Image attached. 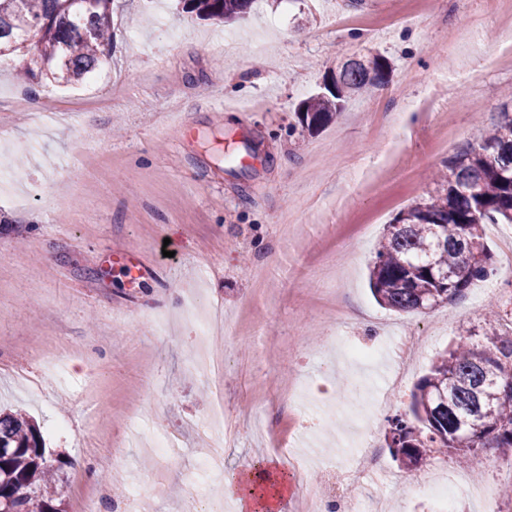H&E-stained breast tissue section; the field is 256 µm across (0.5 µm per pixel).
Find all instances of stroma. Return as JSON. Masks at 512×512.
<instances>
[{
  "instance_id": "obj_1",
  "label": "stroma",
  "mask_w": 512,
  "mask_h": 512,
  "mask_svg": "<svg viewBox=\"0 0 512 512\" xmlns=\"http://www.w3.org/2000/svg\"><path fill=\"white\" fill-rule=\"evenodd\" d=\"M511 5L254 0L244 18L222 23L177 0H119L109 54L81 83L23 82L16 56L0 58V165L13 180L0 198V407L25 410L62 461L65 512L132 469L139 512H179L204 451L198 423L218 403L252 420L225 474L268 459L289 472L293 454L312 459L280 512L302 483L353 463L356 421L374 431L391 475L373 488L389 512H441L423 489L430 475L454 487L453 512H485L472 490H494L506 460L484 448L466 465L443 453L401 467L370 400L392 358L365 371L345 362L340 344L371 351L415 337L420 358L390 404L405 412L435 353L459 327L481 325L488 304L470 290L425 314L380 307L367 267L384 224L427 196L433 172L480 137L481 122L512 106V66L502 61ZM158 12L178 41L155 27ZM228 32L238 36L229 53ZM372 54L389 62L388 82L350 95L323 128L296 130L298 104L344 61ZM20 88L52 113L48 126L14 109ZM245 133L258 142L256 162H221L209 145ZM117 248L135 265L106 264ZM334 293L347 321L332 311ZM194 297L224 309L227 332L214 339L225 349L220 392L189 361L182 310ZM46 353L66 365L71 386L46 373ZM17 367L40 380L39 392L14 378ZM292 377L333 390L302 399L308 422L278 451L260 426L287 412L276 391ZM135 422L181 436L162 489L150 482L158 463L147 441L128 436Z\"/></svg>"
}]
</instances>
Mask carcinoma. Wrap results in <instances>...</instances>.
<instances>
[{"label": "carcinoma", "instance_id": "carcinoma-1", "mask_svg": "<svg viewBox=\"0 0 512 512\" xmlns=\"http://www.w3.org/2000/svg\"><path fill=\"white\" fill-rule=\"evenodd\" d=\"M182 10L205 20L243 18L253 0H180ZM114 0H96L91 11L73 0H0V57L31 56L25 78L83 81L112 43ZM380 55L345 62L332 85L295 112L303 131L326 125L344 109L346 95L385 82ZM433 192L386 225L369 268L377 302L402 313L422 314L462 297L474 282L496 274L485 224H512V111L443 162ZM474 332L460 334L439 354L411 392L410 412L387 417L386 437L395 457L419 468L432 450L458 459L482 448L512 458V310H490ZM481 336V342L472 341ZM0 512H65L58 498V468L42 460L39 428L22 412L0 411Z\"/></svg>", "mask_w": 512, "mask_h": 512}]
</instances>
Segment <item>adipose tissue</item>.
Returning a JSON list of instances; mask_svg holds the SVG:
<instances>
[{
	"instance_id": "ef3b65f1",
	"label": "adipose tissue",
	"mask_w": 512,
	"mask_h": 512,
	"mask_svg": "<svg viewBox=\"0 0 512 512\" xmlns=\"http://www.w3.org/2000/svg\"><path fill=\"white\" fill-rule=\"evenodd\" d=\"M288 481L287 473L273 464L250 466L225 478L224 495L248 505L252 512H275Z\"/></svg>"
}]
</instances>
